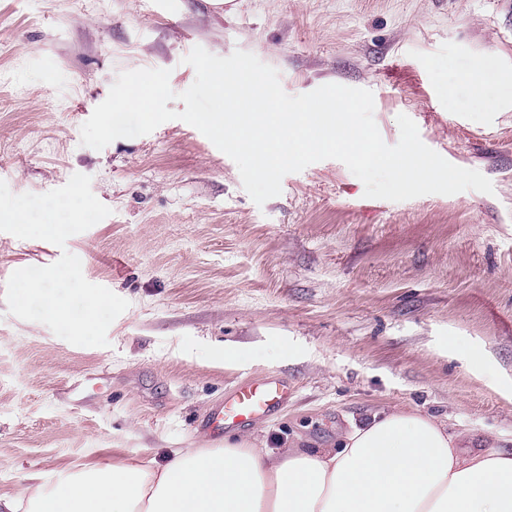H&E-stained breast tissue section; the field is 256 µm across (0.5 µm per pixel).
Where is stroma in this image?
<instances>
[{"mask_svg":"<svg viewBox=\"0 0 512 512\" xmlns=\"http://www.w3.org/2000/svg\"><path fill=\"white\" fill-rule=\"evenodd\" d=\"M507 41L504 0H0V180L41 194L83 173L111 210L62 248L0 232V495L105 455L214 447L200 417L267 374L293 386L252 429L273 445L331 448L337 429L401 406L512 452ZM198 45L255 54L290 95L370 90L386 144L406 114L494 191L368 198L328 159L259 206L235 162L183 121L81 145L119 72L164 68L183 92ZM65 250L130 303L108 346L7 311L11 274Z\"/></svg>","mask_w":512,"mask_h":512,"instance_id":"1","label":"stroma"}]
</instances>
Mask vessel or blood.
I'll use <instances>...</instances> for the list:
<instances>
[{
  "mask_svg": "<svg viewBox=\"0 0 512 512\" xmlns=\"http://www.w3.org/2000/svg\"><path fill=\"white\" fill-rule=\"evenodd\" d=\"M289 385L279 376H262L234 386L208 419L210 432L223 435L227 426H245L268 418L288 398Z\"/></svg>",
  "mask_w": 512,
  "mask_h": 512,
  "instance_id": "vessel-or-blood-1",
  "label": "vessel or blood"
}]
</instances>
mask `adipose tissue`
<instances>
[{"instance_id": "obj_1", "label": "adipose tissue", "mask_w": 512, "mask_h": 512, "mask_svg": "<svg viewBox=\"0 0 512 512\" xmlns=\"http://www.w3.org/2000/svg\"><path fill=\"white\" fill-rule=\"evenodd\" d=\"M0 512H512V454L392 408L331 448L241 435L165 464L100 459L0 496Z\"/></svg>"}]
</instances>
